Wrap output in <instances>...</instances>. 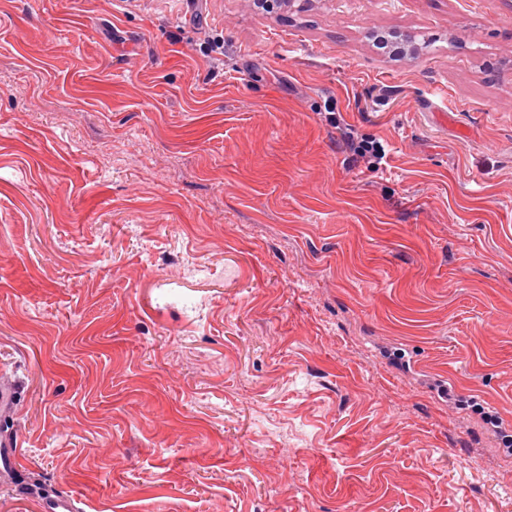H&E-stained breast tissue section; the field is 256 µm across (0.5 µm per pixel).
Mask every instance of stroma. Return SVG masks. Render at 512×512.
<instances>
[{"instance_id": "35a3bbf8", "label": "stroma", "mask_w": 512, "mask_h": 512, "mask_svg": "<svg viewBox=\"0 0 512 512\" xmlns=\"http://www.w3.org/2000/svg\"><path fill=\"white\" fill-rule=\"evenodd\" d=\"M2 379L77 512H512V0H0ZM376 34L384 36L379 40L382 44L388 45L387 50L390 51L391 57L399 58L405 56H415L419 52V48L413 43L411 37H408L401 32H372L371 36H374ZM347 126L348 124L345 127V136L350 149L364 161L368 170L380 169L382 162L386 159V152L382 143L376 138H355L353 130ZM437 391L441 397L447 398L448 402H452L457 408L469 409L473 413L480 415L486 424H490V425L498 428V419L494 415L485 411V408L480 403H478L475 399H473V398L464 399L462 397H459V396L455 395L451 391V389L444 387V386H439Z\"/></svg>"}]
</instances>
